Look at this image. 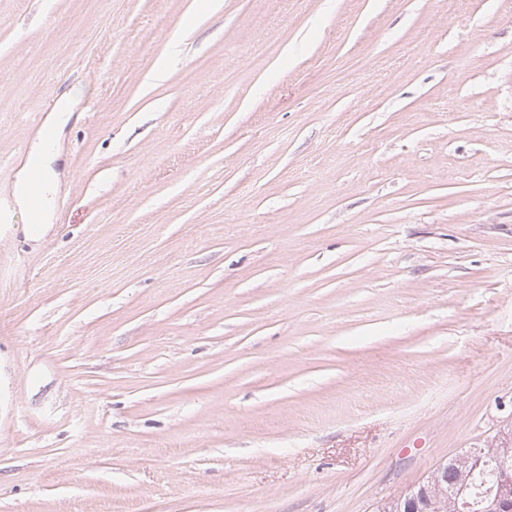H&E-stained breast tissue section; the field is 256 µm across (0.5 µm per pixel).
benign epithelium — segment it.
I'll use <instances>...</instances> for the list:
<instances>
[{
  "label": "benign epithelium",
  "mask_w": 512,
  "mask_h": 512,
  "mask_svg": "<svg viewBox=\"0 0 512 512\" xmlns=\"http://www.w3.org/2000/svg\"><path fill=\"white\" fill-rule=\"evenodd\" d=\"M448 466L442 464L423 482L412 486L398 498L379 504V512H439V505L451 503L457 512L472 507L470 494L461 489L448 496ZM484 512H512V471L501 469L495 488L483 500Z\"/></svg>",
  "instance_id": "1"
}]
</instances>
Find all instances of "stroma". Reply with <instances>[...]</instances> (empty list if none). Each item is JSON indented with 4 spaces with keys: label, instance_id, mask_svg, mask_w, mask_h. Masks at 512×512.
Masks as SVG:
<instances>
[{
    "label": "stroma",
    "instance_id": "1",
    "mask_svg": "<svg viewBox=\"0 0 512 512\" xmlns=\"http://www.w3.org/2000/svg\"><path fill=\"white\" fill-rule=\"evenodd\" d=\"M64 98L0 512H375L512 423V0H0V197Z\"/></svg>",
    "mask_w": 512,
    "mask_h": 512
}]
</instances>
